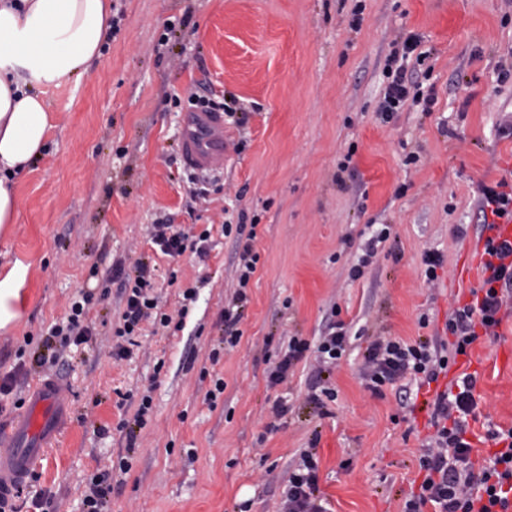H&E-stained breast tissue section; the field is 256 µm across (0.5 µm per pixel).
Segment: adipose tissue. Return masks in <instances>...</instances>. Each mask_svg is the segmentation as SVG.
Wrapping results in <instances>:
<instances>
[{
	"instance_id": "obj_1",
	"label": "adipose tissue",
	"mask_w": 512,
	"mask_h": 512,
	"mask_svg": "<svg viewBox=\"0 0 512 512\" xmlns=\"http://www.w3.org/2000/svg\"><path fill=\"white\" fill-rule=\"evenodd\" d=\"M112 32V0H0V227L16 223V179L43 157L44 91L87 72Z\"/></svg>"
}]
</instances>
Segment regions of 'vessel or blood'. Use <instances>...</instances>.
<instances>
[{"label":"vessel or blood","instance_id":"obj_1","mask_svg":"<svg viewBox=\"0 0 512 512\" xmlns=\"http://www.w3.org/2000/svg\"><path fill=\"white\" fill-rule=\"evenodd\" d=\"M181 157L198 170L224 165V115L200 110L186 113ZM72 394L67 382L53 374L39 378L29 389L20 414L0 430V496L12 498L27 485L37 463L64 432Z\"/></svg>","mask_w":512,"mask_h":512}]
</instances>
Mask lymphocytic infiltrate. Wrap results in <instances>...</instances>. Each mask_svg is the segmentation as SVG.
I'll return each instance as SVG.
<instances>
[{
  "label": "lymphocytic infiltrate",
  "mask_w": 512,
  "mask_h": 512,
  "mask_svg": "<svg viewBox=\"0 0 512 512\" xmlns=\"http://www.w3.org/2000/svg\"><path fill=\"white\" fill-rule=\"evenodd\" d=\"M420 39L406 37L400 47L392 50L384 72L387 82L379 100L376 117L380 122H390L407 101H419L424 111H431L435 104L434 92H423L418 84L409 80L407 67L410 62H424L420 52ZM151 240L160 252L172 259L192 252L205 257L207 234L190 237L184 232L172 231L170 225L153 227ZM487 259L482 274L481 294L472 303L453 309L446 324L455 342L451 355L430 349L423 341L408 342L402 339L373 340L367 348L362 375L372 392L382 386L410 379L418 384L437 381L440 373L448 368L450 356L466 354L479 335H495L501 311L512 309V244L486 243ZM154 268L144 262L133 267L116 263L110 281L117 285L124 303L120 325L116 328L117 341L112 346V357L127 358L131 349L126 338L134 336L141 323L157 320L162 327H169L174 317H186L187 309L177 315L159 313L160 298L154 292ZM95 303L90 292L80 293L71 302L66 324L53 325L50 337H65L74 344L88 342L93 328L88 313ZM349 336L343 322L330 325L318 346L307 340L293 337L288 350L270 371L268 381L276 386L284 382L289 369L303 360L309 349H317L324 363L335 364L347 346ZM477 377L467 373L453 381L449 390L440 392L434 402L432 421L435 427L420 457L424 479L418 490L406 497L402 512H424L433 507L434 512H512V428L489 432L488 438L498 449L485 458L481 466H474L470 459L472 447L465 434L467 418L476 407L474 390ZM318 461L313 453H305L300 468L288 479V491L282 512H326L318 500Z\"/></svg>",
  "instance_id": "1"
}]
</instances>
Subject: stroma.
Instances as JSON below:
<instances>
[{
  "instance_id": "35a3bbf8",
  "label": "stroma",
  "mask_w": 512,
  "mask_h": 512,
  "mask_svg": "<svg viewBox=\"0 0 512 512\" xmlns=\"http://www.w3.org/2000/svg\"><path fill=\"white\" fill-rule=\"evenodd\" d=\"M112 2L118 22L102 57L46 93L47 150L16 184V223L0 228V273L26 269L21 317L0 330V374L15 372L18 391L41 375L18 354L26 339L41 341L79 291L103 297L89 312L91 339L61 349L69 425L38 463L30 496L49 512H84L90 478L108 468L111 512H281L289 476L312 449L332 512H402L423 479L434 399L463 372L478 376L471 459L493 454L487 431L512 428V364L499 358L512 347V312L497 337L479 336L429 385L376 394L360 368L376 336L452 343L448 315L481 284V272L461 271L481 241V185L512 178V137L499 133L512 119V80L497 71L512 59V0ZM411 33L428 53L412 77L429 80L437 101L429 112L405 105L383 125L385 62ZM192 94L230 116L221 179L191 210L180 143ZM243 218L258 222L260 260L238 309L242 336L228 349L220 315L244 240L222 227ZM165 219L209 232L207 257H156L149 235ZM384 224L390 238L351 279ZM428 251L443 259L433 285ZM140 258L157 264L163 312L180 308L185 289L197 297L181 330L143 323L138 347L116 361L123 305L107 279L116 262ZM335 320L351 337L327 378L337 399L323 416L307 399L314 358L274 387L268 373L289 337L318 341ZM218 377L224 392L212 407L205 393ZM146 393L151 419L131 448L119 427ZM277 400L288 408L278 420Z\"/></svg>"
}]
</instances>
